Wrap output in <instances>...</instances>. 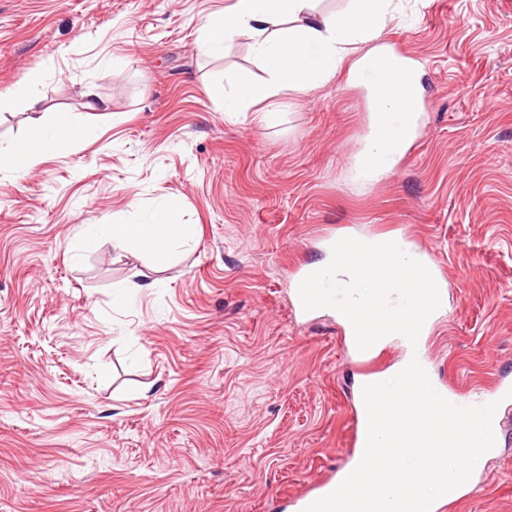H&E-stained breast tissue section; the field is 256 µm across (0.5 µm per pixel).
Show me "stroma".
Instances as JSON below:
<instances>
[{
    "label": "stroma",
    "mask_w": 512,
    "mask_h": 512,
    "mask_svg": "<svg viewBox=\"0 0 512 512\" xmlns=\"http://www.w3.org/2000/svg\"><path fill=\"white\" fill-rule=\"evenodd\" d=\"M230 2L0 0V86L46 74L35 107L0 109V141L57 112L93 131L0 169V512H287L335 473L360 368L332 312L293 316L287 281L345 226L403 227L444 268L434 378L474 396L512 367V0H403L379 40L422 70L416 145L365 186L348 64L272 121L225 119V72L262 75L247 38L200 51ZM132 202L191 240L81 247ZM467 485L456 512H512V433Z\"/></svg>",
    "instance_id": "1"
}]
</instances>
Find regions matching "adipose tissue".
Listing matches in <instances>:
<instances>
[{"label": "adipose tissue", "mask_w": 512, "mask_h": 512, "mask_svg": "<svg viewBox=\"0 0 512 512\" xmlns=\"http://www.w3.org/2000/svg\"><path fill=\"white\" fill-rule=\"evenodd\" d=\"M395 12L394 0H352L342 13L313 12L311 0H232L224 10L202 18L201 51L210 57L224 54L225 43L238 36H248L253 52L264 72L263 77L234 72L224 76L222 110L233 118L257 104L269 106L285 89L310 91L333 77L344 59H351L350 74L361 81L376 63H383L387 78L378 94L368 95L372 120L403 110L406 97L398 80L400 72L419 75L416 61L395 56L380 43L379 36ZM361 54H354L356 45ZM47 143L0 144V167L14 175H27L36 165L44 148L54 153H69L76 143L88 140L91 130L67 112L55 113ZM406 147L388 133H371L355 168L362 182L374 180L389 171ZM186 225L172 223L166 210L127 223L89 224L83 230L82 245L93 249L101 241L113 248L134 249L146 255L169 254L187 241Z\"/></svg>", "instance_id": "adipose-tissue-1"}]
</instances>
